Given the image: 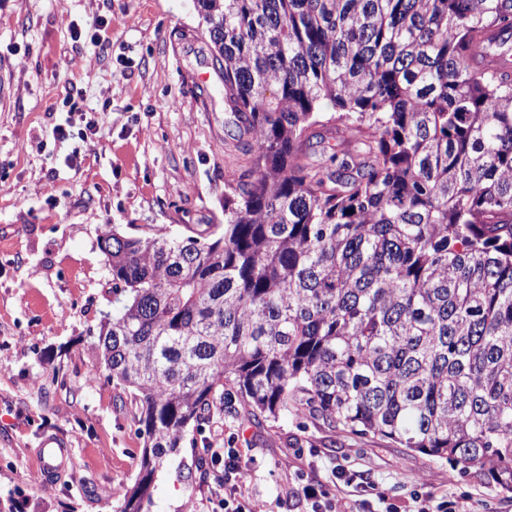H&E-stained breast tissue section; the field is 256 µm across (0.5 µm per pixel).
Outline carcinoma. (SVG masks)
Masks as SVG:
<instances>
[{
	"instance_id": "cac0c4a2",
	"label": "carcinoma",
	"mask_w": 512,
	"mask_h": 512,
	"mask_svg": "<svg viewBox=\"0 0 512 512\" xmlns=\"http://www.w3.org/2000/svg\"><path fill=\"white\" fill-rule=\"evenodd\" d=\"M196 6L247 160L224 223L100 239L93 346L146 437L116 512L231 396L512 493V0Z\"/></svg>"
}]
</instances>
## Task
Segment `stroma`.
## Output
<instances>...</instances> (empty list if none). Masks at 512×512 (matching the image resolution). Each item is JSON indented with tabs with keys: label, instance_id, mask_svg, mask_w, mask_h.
I'll return each instance as SVG.
<instances>
[{
	"label": "stroma",
	"instance_id": "obj_1",
	"mask_svg": "<svg viewBox=\"0 0 512 512\" xmlns=\"http://www.w3.org/2000/svg\"><path fill=\"white\" fill-rule=\"evenodd\" d=\"M112 42L74 41L96 16ZM74 96L96 120L88 139L58 140ZM224 76L194 0H0V507L6 512H115L140 472L144 437L92 350L121 302L99 247L104 231L184 233L224 221V179L242 162ZM80 150V164L64 162ZM74 465L36 478L43 436ZM243 449L246 486L266 512H310L289 499L297 475L335 482L338 512L365 486L398 512L431 492L473 512H512L479 476L373 435L336 434L295 412L249 421L238 402L189 428L157 472L149 512H206L212 452Z\"/></svg>",
	"mask_w": 512,
	"mask_h": 512
}]
</instances>
